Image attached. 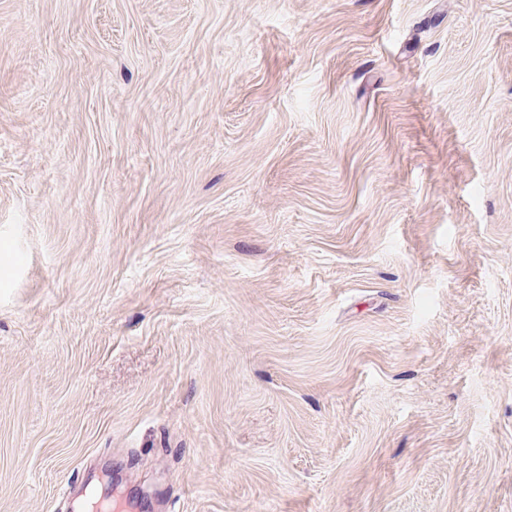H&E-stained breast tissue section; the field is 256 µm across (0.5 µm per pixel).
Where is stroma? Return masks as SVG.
<instances>
[{"label": "stroma", "mask_w": 512, "mask_h": 512, "mask_svg": "<svg viewBox=\"0 0 512 512\" xmlns=\"http://www.w3.org/2000/svg\"><path fill=\"white\" fill-rule=\"evenodd\" d=\"M512 512V0H0V512Z\"/></svg>", "instance_id": "35a3bbf8"}]
</instances>
